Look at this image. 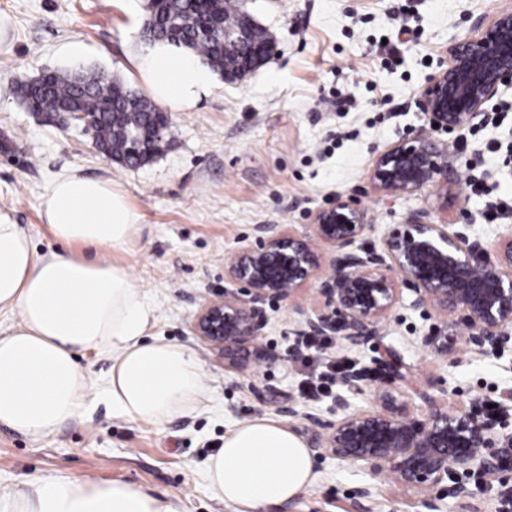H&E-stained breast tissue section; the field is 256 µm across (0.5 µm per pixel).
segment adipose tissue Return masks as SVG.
I'll use <instances>...</instances> for the list:
<instances>
[{
	"mask_svg": "<svg viewBox=\"0 0 512 512\" xmlns=\"http://www.w3.org/2000/svg\"><path fill=\"white\" fill-rule=\"evenodd\" d=\"M151 97L187 112L211 95L215 76L185 47L160 41L133 58ZM43 218L65 244L123 251L142 216L105 178L57 177ZM19 314L0 336V424L43 437L87 405L89 378L76 356L110 353L103 390L118 416L153 424L195 411L205 394L202 371L183 345L144 336L156 308L127 268L61 252L36 255L29 237L0 219V311ZM209 487L228 512L280 506L317 479L306 443L279 421L261 417L230 428L209 457ZM0 512H178L174 502L121 482L46 473L0 493Z\"/></svg>",
	"mask_w": 512,
	"mask_h": 512,
	"instance_id": "1",
	"label": "adipose tissue"
}]
</instances>
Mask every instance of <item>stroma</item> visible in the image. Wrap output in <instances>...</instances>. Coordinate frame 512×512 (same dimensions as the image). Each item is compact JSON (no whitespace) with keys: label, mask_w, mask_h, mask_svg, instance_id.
<instances>
[{"label":"stroma","mask_w":512,"mask_h":512,"mask_svg":"<svg viewBox=\"0 0 512 512\" xmlns=\"http://www.w3.org/2000/svg\"><path fill=\"white\" fill-rule=\"evenodd\" d=\"M250 22L263 28L273 54L242 79L218 80L195 110L174 112L164 145L148 162L128 166L107 159L79 126L60 128L54 119L27 111L18 86L41 72L94 68L135 85L131 60L144 45L143 0H0V17L12 25V45L0 51V216L19 225L37 255L89 248L63 246L42 217L53 180L66 173L106 178L141 213L144 227L127 249L102 253L125 265L157 309L147 330L188 347L206 375V400L196 411L151 425L113 415L102 390L112 356L79 354L93 382L88 406L54 434L33 438L0 425V492L21 481L58 471L98 482L119 481L154 496H169L180 512H225L204 479L208 458L224 434L257 417L278 418L294 403L299 410L330 415L332 401H309L300 393L307 372L293 351L300 313H314L324 300L314 290L298 307L273 304L256 345L224 360L193 331L204 302L224 288V255L252 242L264 224L297 231L336 197L357 199L373 231L369 244L421 212L465 224L471 235L494 240L512 217L486 222L487 202L512 198V112L499 125L478 122L471 130L442 134L466 140L453 153L459 172L447 191L427 186L410 196L374 192L370 172L377 151L411 138L424 126L419 91L446 66V47L471 33L475 18L493 15L512 0H237ZM84 47L72 57L71 43ZM397 50L381 60V44ZM501 144L490 152L488 142ZM485 171L487 195L465 185L468 167ZM429 314L398 307L379 338L351 347L331 339L326 357L372 366L392 349L409 385L450 408L467 411L499 398L512 387V348L496 355H450L439 360L416 342L434 327ZM280 360L258 365L256 346ZM317 480L278 512H424L417 493L386 474L331 456L315 459ZM373 486L369 500L359 487Z\"/></svg>","instance_id":"obj_1"}]
</instances>
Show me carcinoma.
Listing matches in <instances>:
<instances>
[{
    "instance_id": "carcinoma-1",
    "label": "carcinoma",
    "mask_w": 512,
    "mask_h": 512,
    "mask_svg": "<svg viewBox=\"0 0 512 512\" xmlns=\"http://www.w3.org/2000/svg\"><path fill=\"white\" fill-rule=\"evenodd\" d=\"M148 42L168 40L196 52L229 79L247 74L245 50H227L224 32L245 22L228 8V0H160ZM27 106L59 116L85 112L92 117L86 127L99 150L126 164L145 162L159 153L162 141L149 139L159 108L146 97L100 71L82 73L56 70L21 87Z\"/></svg>"
}]
</instances>
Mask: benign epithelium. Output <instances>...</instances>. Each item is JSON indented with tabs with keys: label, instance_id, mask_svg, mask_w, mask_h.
Here are the masks:
<instances>
[{
	"label": "benign epithelium",
	"instance_id": "1",
	"mask_svg": "<svg viewBox=\"0 0 512 512\" xmlns=\"http://www.w3.org/2000/svg\"><path fill=\"white\" fill-rule=\"evenodd\" d=\"M473 28L474 34L448 43V65L420 89L426 126L376 154L370 175L375 192L401 197L428 185L448 188V145L434 133L471 126L503 89L512 88V8L477 19ZM373 229L366 211L344 198L318 210L304 232L261 226L255 242L224 255V278L231 287L203 304L195 334L230 359L260 335L268 306L292 301L311 284L325 309L302 315L296 336H339L351 346L363 344L378 336L407 290L409 308L438 320L417 337L434 358H447L449 337L459 332L457 352L464 355H494L512 344V229L484 242L471 237L465 224L446 218L428 223L419 213L368 247L365 238ZM324 245L332 248L325 262ZM376 371L380 385L367 409L356 408L349 397L361 391L367 375L351 372L339 379L336 418L301 414L292 403L280 413L300 416L313 429L310 451L375 473L387 471L396 483L414 489L428 512L440 509V492L450 476L458 478L451 494L460 512H469L471 492L462 478L471 475L497 484L501 512H508L512 482L503 463L512 456V429L505 422L512 393L503 394L498 416L483 417L450 412L415 389L414 395L431 405L417 419L407 412L397 387L404 377L390 356L380 358Z\"/></svg>",
	"mask_w": 512,
	"mask_h": 512
}]
</instances>
